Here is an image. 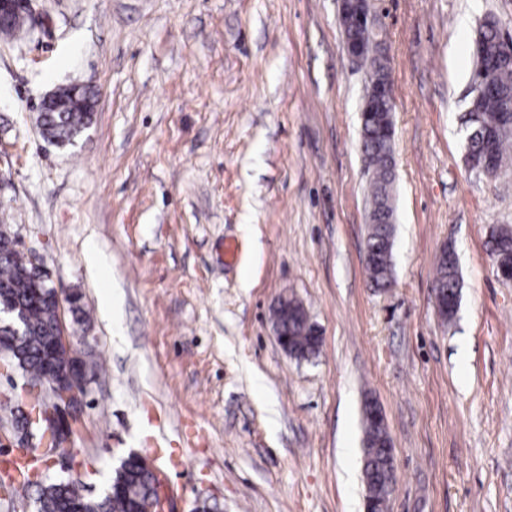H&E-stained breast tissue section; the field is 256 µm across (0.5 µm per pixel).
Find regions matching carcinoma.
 <instances>
[{
  "label": "carcinoma",
  "mask_w": 512,
  "mask_h": 512,
  "mask_svg": "<svg viewBox=\"0 0 512 512\" xmlns=\"http://www.w3.org/2000/svg\"><path fill=\"white\" fill-rule=\"evenodd\" d=\"M502 35L498 24L487 19L481 26L475 45L474 73L477 79L483 74L491 76L495 92L477 95L470 103V114L478 116L481 128L491 136L471 138L466 146L468 165L480 163L485 151H490L492 171H497L512 144L509 134L502 129L512 121L503 111L512 102V59L500 57ZM43 136L58 146L73 144L74 140L93 121L90 112H41L38 116ZM361 149L366 164L375 171L369 201V232L365 247L374 254L365 267L371 283L385 288L392 282V250L395 230V209L391 188L394 181L393 141L377 136L374 123L361 121ZM498 245L496 256L512 263V232L504 230L495 237ZM438 282L446 287V306L441 316L446 321L454 319L460 300L458 259L454 250H448V261L437 265ZM37 276L31 272L28 257L17 249L16 238L10 230L0 229V307H8L22 318L21 333L15 338L17 354L12 357L22 372L37 374L43 370L46 356H52L59 367L72 357L71 351L58 347L49 352L51 336L55 335L54 301L37 297ZM297 315H284L274 311L275 321L281 322L288 335V344L303 356L310 357L318 347L310 336L311 328L304 324L300 308ZM375 401L367 398L362 406L363 456L361 480L366 498L382 506L388 501L395 482L392 458L388 453L389 437L385 426L372 417ZM89 485L82 480L60 478L48 480L35 487L37 512H135L138 503L157 495L150 475L141 468L115 470L107 485V493L100 496L88 494Z\"/></svg>",
  "instance_id": "cac0c4a2"
}]
</instances>
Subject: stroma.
I'll list each match as a JSON object with an SVG mask.
<instances>
[{"label": "stroma", "instance_id": "stroma-1", "mask_svg": "<svg viewBox=\"0 0 512 512\" xmlns=\"http://www.w3.org/2000/svg\"><path fill=\"white\" fill-rule=\"evenodd\" d=\"M44 28L0 35V224L82 297L91 365L65 454L96 470L150 455L172 512H365L361 407L394 448L388 512H512V154L465 162L479 27L512 35V0H376L393 91V281L364 263L365 66L339 0H31ZM98 94L74 145L40 134L60 85ZM237 248L234 260L224 245ZM454 247L461 299L437 312ZM114 315L102 307L106 294ZM322 335L296 360L273 306Z\"/></svg>", "mask_w": 512, "mask_h": 512}]
</instances>
